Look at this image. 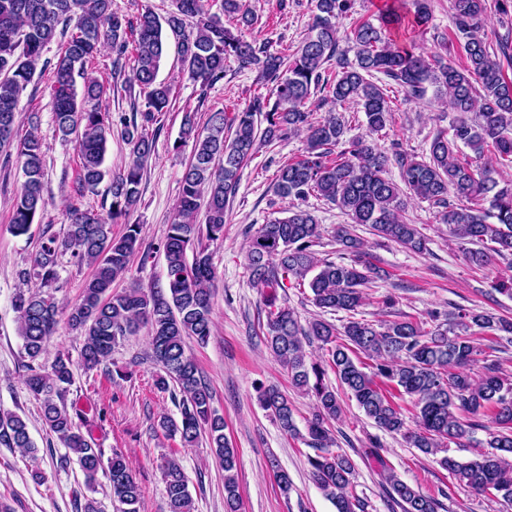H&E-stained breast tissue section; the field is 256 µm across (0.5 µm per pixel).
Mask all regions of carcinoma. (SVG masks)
Wrapping results in <instances>:
<instances>
[{
  "label": "carcinoma",
  "instance_id": "carcinoma-1",
  "mask_svg": "<svg viewBox=\"0 0 512 512\" xmlns=\"http://www.w3.org/2000/svg\"><path fill=\"white\" fill-rule=\"evenodd\" d=\"M353 8V0H315L316 14L297 50L285 56L267 42L248 41L205 13L201 0H174L164 18L146 9L135 18L112 11V0H0V156H16L24 180L14 198L11 231L19 236L42 221L45 209L44 153L38 135L30 130L17 139L19 100L31 82L45 49L61 36V53L52 67V91L57 132L76 142L79 169L74 195L98 192L105 179L107 143L112 135V112L103 107L108 87L89 75L104 47L112 50V79L125 72L124 59L133 58L132 71L145 97L141 120L119 118L131 159L113 172L107 188L108 208L102 212L69 205L63 238L50 236L34 258L35 275L48 287L58 279V255L71 252L92 267L78 302L61 310L54 297L38 289H21L14 298L18 330L24 350L25 385L41 401L49 431L76 456L84 484L95 489L98 474L109 481L119 512H139L142 489L128 460L114 449L104 457L94 435L100 417L76 399L57 402L74 382V363L57 355L43 362L60 318L83 337L79 367L89 372L107 365L120 340L145 327L151 358L160 370L157 385L178 389L179 417L164 416L160 428L179 436L182 447L206 438L224 469L225 512H240L238 455L224 434V417L211 406L212 395L186 340L208 342L213 328L216 277L209 243L224 237L227 205L235 196L239 172L256 145H272L303 133L306 143L295 157L278 165L274 194L304 201L322 197L348 216L350 223L336 230V244L349 262L321 260L314 247L320 226L306 209L295 207L288 216L260 225L250 236L247 269L267 308L264 342L294 387L312 394L315 412L300 430L288 397L276 388L259 389V401L281 431L300 438L314 454L307 456L310 477L332 502L336 512H368V503L351 491L354 464L338 447L329 422L342 408L336 390L325 383L331 370L355 399L364 415L381 431L400 435L411 448L426 455L442 454L440 465L457 485L477 494H492L512 506V375L502 367L503 343L512 344V319L460 308L446 325L426 330L423 322L406 316L379 326L352 319L337 328L314 319L302 326L288 301L278 295L284 280L308 282L311 301L319 309L354 313L364 302L363 288L381 277L357 228L415 253L428 250L420 228L405 220L404 191L440 207L441 223L456 238L482 248L468 252L469 261L487 265L492 256H512V181L496 178L497 166L512 165V54L490 53L482 35L486 0H452L456 39L465 56L460 66L437 54L426 58L412 45H399L392 33L405 26L424 31L431 19L429 0H384L379 25L368 21L344 31L338 20ZM223 14L240 27L257 17L246 0H222ZM178 37V54L189 77L201 90L224 80L229 61L257 72L269 88L232 115L209 113L199 126L196 112L186 110L177 151L191 147V160L181 180L176 215L167 226L161 247L166 261V286L150 289L133 285L120 292L112 284L129 271L131 258L142 250L141 227L131 221L140 201L144 166L153 153L155 134L149 125L169 111L170 85L157 80L166 53L163 28ZM380 74L386 84L409 98L422 99L428 86L448 95V111L455 113L452 135L438 133L426 157L417 160L396 151L388 156L374 143L346 138L341 116L345 106H361L368 130H383L392 118L386 89L373 81ZM82 78L77 86L76 78ZM324 93L333 112L312 121L311 94ZM481 158L492 149L484 166L472 168L458 160L461 147ZM395 161L405 188L385 177ZM126 232L112 238L111 225ZM492 332L488 349L495 353L474 378L465 368L482 354L478 336ZM317 342L324 355L307 363L305 343ZM409 397L415 408L414 425L398 400ZM489 417L487 450L462 460L449 454L450 444L462 445ZM0 446L33 455L36 443L26 419L0 409ZM169 512H193L187 477L175 458L163 465ZM388 494L402 512H438V499L402 481L386 469Z\"/></svg>",
  "mask_w": 512,
  "mask_h": 512
}]
</instances>
